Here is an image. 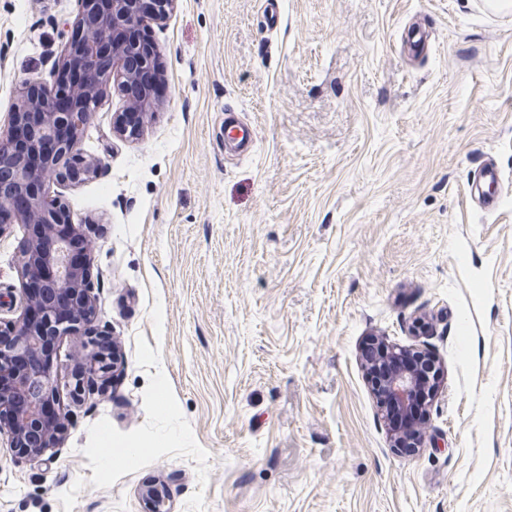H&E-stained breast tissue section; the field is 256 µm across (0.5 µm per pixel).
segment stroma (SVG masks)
<instances>
[{
  "instance_id": "35a3bbf8",
  "label": "stroma",
  "mask_w": 512,
  "mask_h": 512,
  "mask_svg": "<svg viewBox=\"0 0 512 512\" xmlns=\"http://www.w3.org/2000/svg\"><path fill=\"white\" fill-rule=\"evenodd\" d=\"M177 0L151 37L165 88L135 139L103 85L53 183L87 257L113 379L33 464L0 434V512H512V8L490 0ZM80 0H0V127L51 82ZM429 34L410 53L409 25ZM255 146L224 144L227 115ZM496 209L471 200L486 162ZM24 225L0 235L20 299ZM440 372L422 447H393L369 339Z\"/></svg>"
}]
</instances>
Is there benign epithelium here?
<instances>
[{"instance_id": "benign-epithelium-1", "label": "benign epithelium", "mask_w": 512, "mask_h": 512, "mask_svg": "<svg viewBox=\"0 0 512 512\" xmlns=\"http://www.w3.org/2000/svg\"><path fill=\"white\" fill-rule=\"evenodd\" d=\"M176 2L155 0L156 9L146 12L142 0H82L77 27L85 30V37L68 42L58 69L60 74L75 72L79 79L69 83L57 80L38 90L23 85L10 129L0 133V170L9 172L0 177V234L9 224H24L30 239L21 259L25 304L16 318H0V425L7 426L15 453L33 463L40 462L64 433L62 423L53 432L45 429L47 410L62 416L53 364L41 359L47 340L90 337L87 366L72 383L75 395L90 382L115 372L118 361L115 352L99 350L92 340L89 273L77 263L70 239L56 235L55 228L68 225L70 234L82 238L86 251L92 248V241L80 225L71 223L63 203L51 194L50 184L95 173L89 165L79 166L77 142L98 108L100 87L129 58L137 60L143 73L158 69L156 56L144 54L140 41L129 34H144L147 26L165 18ZM150 106L145 96L129 101L117 116L116 132L138 135L143 123L128 124V112L137 110L145 116ZM46 144L55 146L53 155L37 159L36 153ZM421 387L419 373L402 366L375 392L385 414L412 416L416 407H428L435 395L432 391L422 399L418 395ZM425 424L426 420H421L407 437L392 432L397 447L423 443Z\"/></svg>"}]
</instances>
